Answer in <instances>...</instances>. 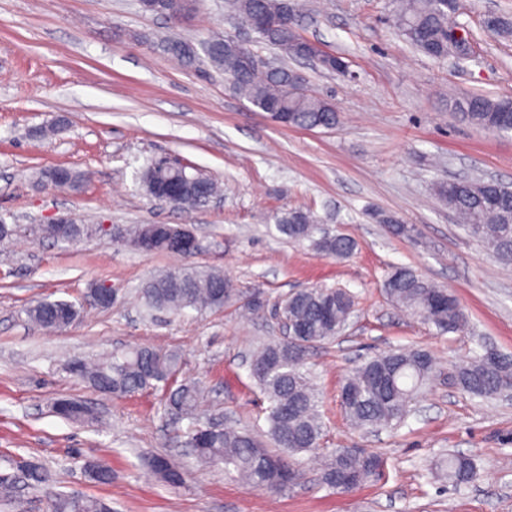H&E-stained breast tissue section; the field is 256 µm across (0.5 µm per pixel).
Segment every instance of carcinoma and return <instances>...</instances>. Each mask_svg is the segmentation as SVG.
<instances>
[{"mask_svg": "<svg viewBox=\"0 0 512 512\" xmlns=\"http://www.w3.org/2000/svg\"><path fill=\"white\" fill-rule=\"evenodd\" d=\"M394 25L404 39L422 54L436 60L448 58L454 21L439 0H394ZM228 6L248 26L258 29L262 40L281 56L293 60L304 52L306 41L298 30L299 4L295 0H227ZM484 27L503 37L512 36V18L494 15L484 20ZM213 52L209 63L224 71L233 92L262 112L277 113L276 119L290 126L304 128L334 127L340 121L336 106L308 89L291 93L294 70L282 67L275 72L247 66L241 60L237 42L229 36L209 39ZM159 45L183 67L190 68L197 58L190 55L185 42L163 38ZM508 98L467 95L451 101V109L461 102L467 110L455 116L482 130L508 134L507 122L512 114L504 111ZM176 177L182 181V191L175 206L193 208L218 191L210 178L196 174L164 170L149 165L141 175L145 192L164 180ZM38 179L59 188H70L81 174L67 167L43 170ZM438 199L457 217L460 226L479 240L502 264L512 266V188L493 180H453L434 185ZM376 222L387 227L394 237H409L414 228L401 223L395 216L379 212ZM170 226L167 224H135L118 231L125 242L151 238L156 252L187 258L183 252L169 247ZM275 229L288 240L308 243L313 251L332 258H347L356 249V242L339 233H328L313 212L300 208L283 212L276 218ZM383 285L387 298L399 308L440 334L466 331L468 322L458 300L451 292L425 280L413 269L394 267ZM256 299L240 301L238 310L257 315L266 306L262 293ZM232 297L230 280L223 272L180 265L151 279L140 291L141 307L147 313L167 312L178 316L184 309L217 311ZM282 319L291 329L288 339L269 340L254 352L250 375L269 402L267 408L268 436L278 448L271 451L256 436L246 430L224 427L217 433L198 438L204 423L198 410L204 397L202 386L190 379L174 381L181 374V356L176 351L162 352L143 347L120 357L95 363H82L79 376L97 390L117 397L145 388H162L168 415L188 419L187 432L197 441L194 455L208 466H224V474L249 488L279 493L293 485L288 478L292 471L297 478L302 473L295 465L297 455L319 447L323 425L319 414V392L305 371L310 350L333 340L347 325L352 294L344 288L312 287L285 294L274 302ZM27 319L45 330H61L78 316L75 305L65 300L41 299L25 309ZM435 377L432 357L423 350L400 348L376 354L357 365L344 379L340 394L346 397L343 409L348 421L358 429H395L401 426L411 411V403L429 386ZM455 383L470 396L494 399L512 388V358L496 354L495 363L485 354H476L454 369ZM57 415L81 421L89 417L86 406L61 400L55 405ZM284 470L274 479L273 462ZM152 470L173 484L183 481L180 469L166 458L150 462ZM435 468L448 477L453 486L467 484L477 477L473 460L465 455L450 453L438 460ZM383 460L380 456L361 451L347 454L339 449L325 457L321 482L331 490L338 488L341 473L352 476L353 488L380 476ZM48 479L45 469L31 464L25 471L28 487L35 489ZM49 512H112L98 499L58 495L51 499Z\"/></svg>", "mask_w": 512, "mask_h": 512, "instance_id": "obj_1", "label": "carcinoma"}]
</instances>
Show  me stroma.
Masks as SVG:
<instances>
[{
    "label": "stroma",
    "mask_w": 512,
    "mask_h": 512,
    "mask_svg": "<svg viewBox=\"0 0 512 512\" xmlns=\"http://www.w3.org/2000/svg\"><path fill=\"white\" fill-rule=\"evenodd\" d=\"M300 2L302 36L349 69L344 77L292 64L338 107L340 122L329 129L272 123L230 90L223 71L204 61L179 67L154 47L164 33L195 47L229 35L276 60L224 0H201L183 23L144 12L138 0H0V219L20 227L0 242V474L29 463L49 473L42 490L20 489L23 512H47L55 493L98 498L113 512H512V399H474L451 379L482 344L512 355V267L459 228L432 190L450 179L512 185V133L460 123L448 109L452 92L512 98V38L482 26L487 14L512 15V0H459L455 19L469 30L473 54L444 61L405 42L392 0ZM165 154L202 170L221 194L194 211L147 196L141 173ZM55 166L85 173L83 187L40 183L38 173ZM293 208L353 238L354 253L329 258L281 239L274 217ZM376 210L399 215L414 236L390 237L372 220ZM61 215L98 232L74 246L29 235L28 225ZM131 224L192 228L199 249L191 265L270 300L320 285L354 295L348 325L312 349L307 369L320 393L324 451L378 453L381 478L349 495L332 492L319 481L317 451L300 455L303 478L286 491L247 488L197 462L185 424L164 411L163 390L113 397L70 371L73 361L141 347L175 351L183 377L208 392L204 417L268 429L249 361L261 342L282 336L280 321L249 320L231 307L144 318L136 297L173 260L114 238V228ZM395 266L449 288L467 332L438 334L396 308L381 288ZM96 282L116 289L112 307L94 304ZM38 297L71 301L79 315L43 331L24 314ZM406 346L431 354L436 380L397 429L353 428L339 400L343 377L363 358ZM62 396L87 405L92 420L56 417ZM449 452L473 457L479 479L456 490L432 474L431 463ZM155 456L180 465L185 483L152 473L146 461ZM97 466L111 468V482L94 478Z\"/></svg>",
    "instance_id": "1"
}]
</instances>
